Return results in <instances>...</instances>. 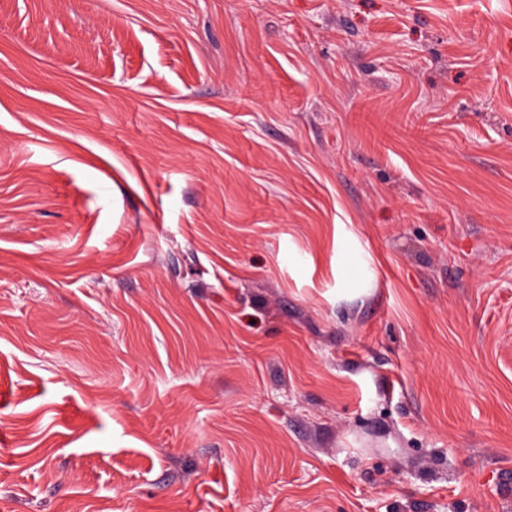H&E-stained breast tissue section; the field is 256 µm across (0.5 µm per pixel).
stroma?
Segmentation results:
<instances>
[{"instance_id": "obj_1", "label": "stroma", "mask_w": 512, "mask_h": 512, "mask_svg": "<svg viewBox=\"0 0 512 512\" xmlns=\"http://www.w3.org/2000/svg\"><path fill=\"white\" fill-rule=\"evenodd\" d=\"M0 512H512V0H0Z\"/></svg>"}]
</instances>
